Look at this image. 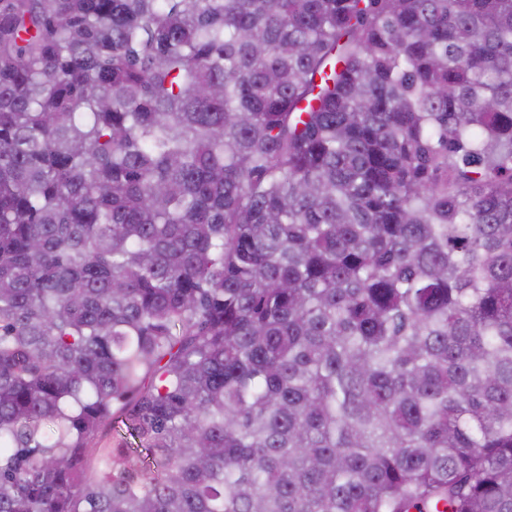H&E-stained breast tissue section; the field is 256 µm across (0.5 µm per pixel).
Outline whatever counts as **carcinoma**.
I'll return each mask as SVG.
<instances>
[{
  "mask_svg": "<svg viewBox=\"0 0 512 512\" xmlns=\"http://www.w3.org/2000/svg\"><path fill=\"white\" fill-rule=\"evenodd\" d=\"M440 505L512 512V0H0V512Z\"/></svg>",
  "mask_w": 512,
  "mask_h": 512,
  "instance_id": "carcinoma-1",
  "label": "carcinoma"
}]
</instances>
